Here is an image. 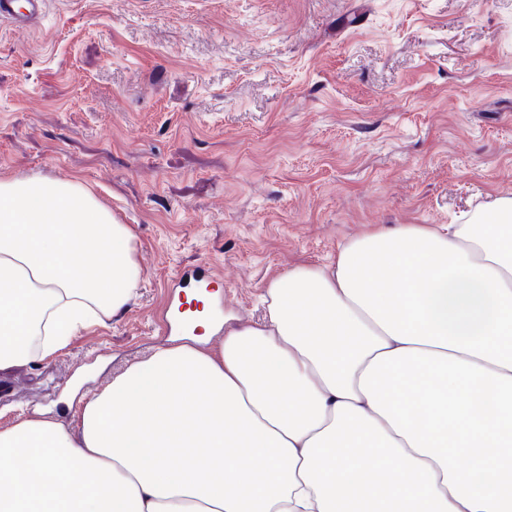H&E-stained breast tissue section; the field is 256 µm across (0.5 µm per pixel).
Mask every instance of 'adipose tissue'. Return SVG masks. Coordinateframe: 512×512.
<instances>
[{
	"mask_svg": "<svg viewBox=\"0 0 512 512\" xmlns=\"http://www.w3.org/2000/svg\"><path fill=\"white\" fill-rule=\"evenodd\" d=\"M137 238L80 180L0 176V370L124 313ZM77 421L0 427V512H512V196L270 279Z\"/></svg>",
	"mask_w": 512,
	"mask_h": 512,
	"instance_id": "adipose-tissue-1",
	"label": "adipose tissue"
}]
</instances>
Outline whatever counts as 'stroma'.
<instances>
[{
	"mask_svg": "<svg viewBox=\"0 0 512 512\" xmlns=\"http://www.w3.org/2000/svg\"><path fill=\"white\" fill-rule=\"evenodd\" d=\"M81 180L137 234L128 310L0 371V425L71 422L185 343L186 269L259 322L269 279L369 227L460 224L512 195V0H47L0 20V175ZM16 0H0V19H8L15 26L25 27L39 18L45 10V0H26V7L17 10Z\"/></svg>",
	"mask_w": 512,
	"mask_h": 512,
	"instance_id": "obj_1",
	"label": "stroma"
}]
</instances>
